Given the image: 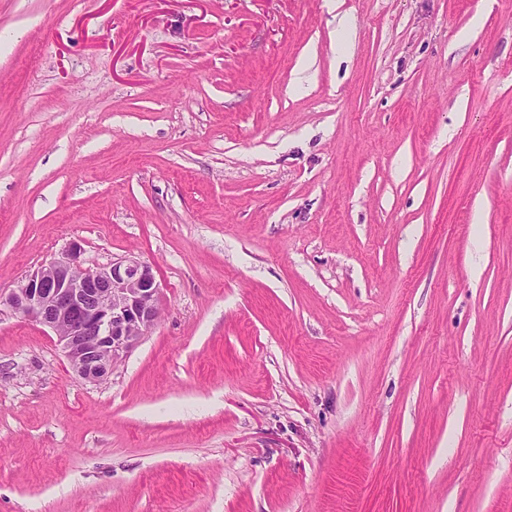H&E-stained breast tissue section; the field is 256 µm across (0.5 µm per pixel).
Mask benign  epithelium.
I'll list each match as a JSON object with an SVG mask.
<instances>
[{"instance_id":"1","label":"benign epithelium","mask_w":512,"mask_h":512,"mask_svg":"<svg viewBox=\"0 0 512 512\" xmlns=\"http://www.w3.org/2000/svg\"><path fill=\"white\" fill-rule=\"evenodd\" d=\"M150 264L128 257L86 266L74 242L64 256L28 274L4 307L50 328L74 373L99 383L142 341L160 313Z\"/></svg>"}]
</instances>
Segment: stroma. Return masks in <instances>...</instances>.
Instances as JSON below:
<instances>
[{
	"label": "stroma",
	"mask_w": 512,
	"mask_h": 512,
	"mask_svg": "<svg viewBox=\"0 0 512 512\" xmlns=\"http://www.w3.org/2000/svg\"><path fill=\"white\" fill-rule=\"evenodd\" d=\"M74 241L161 314L0 313V512H512V0H0V292ZM73 242L3 297L2 307L50 328L74 373L99 383L142 341L160 313V284L150 264L128 257L85 266Z\"/></svg>",
	"instance_id": "stroma-1"
}]
</instances>
